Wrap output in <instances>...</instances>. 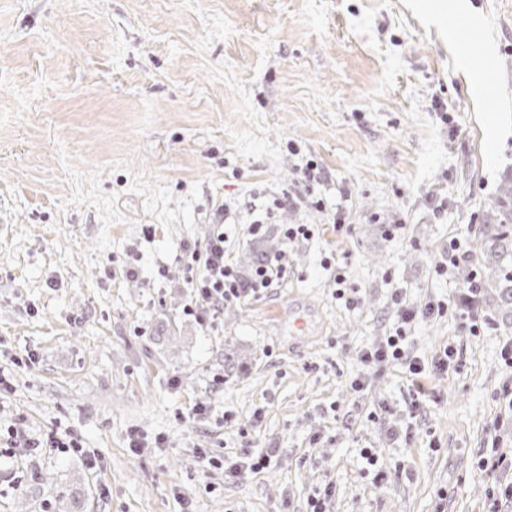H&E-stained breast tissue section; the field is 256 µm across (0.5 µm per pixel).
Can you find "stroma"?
<instances>
[{
  "mask_svg": "<svg viewBox=\"0 0 512 512\" xmlns=\"http://www.w3.org/2000/svg\"><path fill=\"white\" fill-rule=\"evenodd\" d=\"M455 2L0 0V425L79 444L0 447V512H176L180 493L195 512H307L331 478L329 512H490L512 479L478 471L512 456L496 293L479 335L417 324L411 356L457 358L416 417L403 371L357 358L390 334L394 288L421 305L462 284L434 264L512 168V0H469L461 41ZM486 68L488 98L470 84ZM309 160L322 208L252 237L250 190L294 187ZM227 199L241 274L276 256L288 278L198 318L178 257ZM284 224L321 232L287 244ZM259 448L285 454L225 479ZM324 268L331 272L336 282V300H343L346 306L354 304L355 300L348 295L346 287L347 276L345 270L335 264V259L326 258L324 260Z\"/></svg>",
  "mask_w": 512,
  "mask_h": 512,
  "instance_id": "obj_1",
  "label": "stroma"
}]
</instances>
